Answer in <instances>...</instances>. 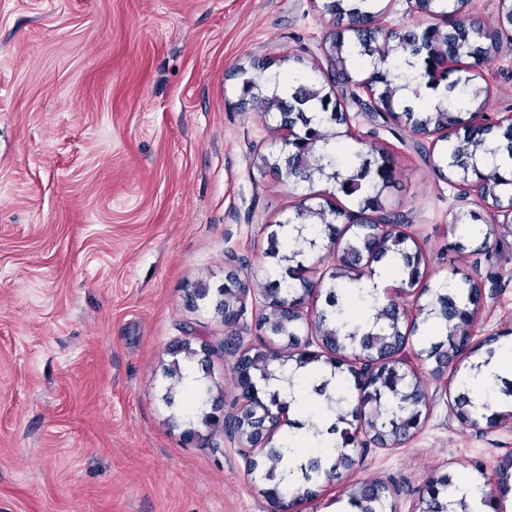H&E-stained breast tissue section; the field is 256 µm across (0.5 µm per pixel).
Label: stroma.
<instances>
[{"label": "stroma", "instance_id": "obj_1", "mask_svg": "<svg viewBox=\"0 0 512 512\" xmlns=\"http://www.w3.org/2000/svg\"><path fill=\"white\" fill-rule=\"evenodd\" d=\"M324 0H0V512H271L223 424H191L169 369L190 340L206 360L210 404L238 396L227 338L257 346L256 294L225 325L214 295L228 271L259 285L270 235L322 180L294 184L279 112L243 102L272 76L303 70L339 98L363 149L389 151L388 210L403 214L428 279L479 277L472 341L512 336V223L432 168V140L369 112L331 79ZM492 115L512 113V39L483 70ZM494 225L490 247L457 216ZM208 289L191 303L188 290ZM420 375L419 431L394 448H355L303 512H340L353 484L385 483L388 512H419L433 478L481 487L512 456V420L491 429L450 410L470 371ZM197 435L187 438V427Z\"/></svg>", "mask_w": 512, "mask_h": 512}]
</instances>
